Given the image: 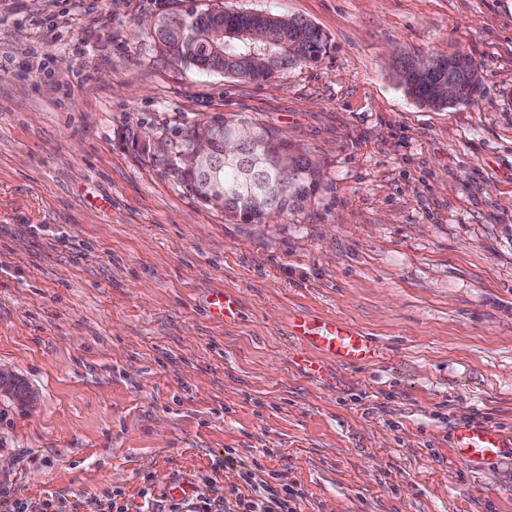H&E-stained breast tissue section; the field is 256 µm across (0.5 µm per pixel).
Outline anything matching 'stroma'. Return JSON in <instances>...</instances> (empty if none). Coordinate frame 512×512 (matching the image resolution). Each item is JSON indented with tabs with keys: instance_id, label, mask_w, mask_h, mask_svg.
I'll return each mask as SVG.
<instances>
[{
	"instance_id": "stroma-1",
	"label": "stroma",
	"mask_w": 512,
	"mask_h": 512,
	"mask_svg": "<svg viewBox=\"0 0 512 512\" xmlns=\"http://www.w3.org/2000/svg\"><path fill=\"white\" fill-rule=\"evenodd\" d=\"M190 6L295 15L329 49L264 82L177 67L147 20ZM458 50L473 103L406 94L398 53ZM212 113L320 161L310 209L230 219L128 141ZM300 313L384 358L302 375ZM0 368L37 395L0 397V487L28 512L224 498L230 457L294 512H512V457L450 446L462 421L512 434V0H0ZM455 54H465L471 61L466 66L460 67L457 70V78L462 88L461 100L457 104H470L474 101L473 89L478 90L480 87V76L478 74L477 66L474 64L472 58L468 54L461 51H457ZM239 303L237 298L227 292L217 294L210 302V314L225 323L235 322L239 317Z\"/></svg>"
}]
</instances>
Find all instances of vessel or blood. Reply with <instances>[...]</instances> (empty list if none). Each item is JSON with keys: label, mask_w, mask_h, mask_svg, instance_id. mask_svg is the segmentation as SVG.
<instances>
[{"label": "vessel or blood", "mask_w": 512, "mask_h": 512, "mask_svg": "<svg viewBox=\"0 0 512 512\" xmlns=\"http://www.w3.org/2000/svg\"><path fill=\"white\" fill-rule=\"evenodd\" d=\"M210 314L227 323L236 321L237 298L226 292L215 295ZM291 330L300 343L294 365L301 373L315 378L324 377L331 361L365 366L381 359V348L373 337L335 317L297 315L291 320ZM451 447L458 458L477 468L512 455V436L491 423L471 421L453 431Z\"/></svg>", "instance_id": "obj_1"}]
</instances>
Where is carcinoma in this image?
Listing matches in <instances>:
<instances>
[{
    "mask_svg": "<svg viewBox=\"0 0 512 512\" xmlns=\"http://www.w3.org/2000/svg\"><path fill=\"white\" fill-rule=\"evenodd\" d=\"M256 21L252 13L222 9L201 12L191 8L157 16L151 31L160 52L175 64L256 82L267 81L290 66L316 62L329 49L328 39L320 28L284 13H265L267 41L256 43L248 37H240V33ZM397 63L400 82L408 95L433 109L447 107L433 97L432 85L447 71L448 56L402 54ZM457 78L461 86L459 104L472 103L473 90L481 83L477 66L471 62L459 68ZM242 123V119L218 114L185 124L177 132L173 152L159 155L156 160L200 201L224 210V215L231 219L260 224L262 216L271 208L287 216L305 211L316 197L322 174L315 173L308 155L300 147L265 123L248 122L257 129L259 136L255 141L240 144L243 158L255 162V172L267 185L264 194L248 197L237 171L231 168L220 170L218 177L224 194H215L203 174L181 163L179 155L189 148L197 134L208 132L219 155L224 152V135ZM288 166L306 174L296 186L278 180L280 171Z\"/></svg>",
    "mask_w": 512,
    "mask_h": 512,
    "instance_id": "cac0c4a2",
    "label": "carcinoma"
}]
</instances>
